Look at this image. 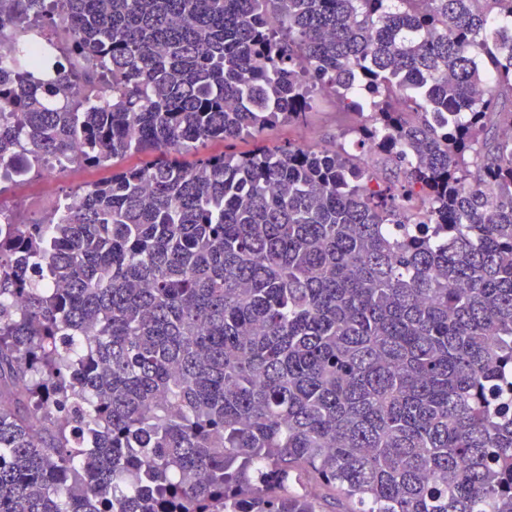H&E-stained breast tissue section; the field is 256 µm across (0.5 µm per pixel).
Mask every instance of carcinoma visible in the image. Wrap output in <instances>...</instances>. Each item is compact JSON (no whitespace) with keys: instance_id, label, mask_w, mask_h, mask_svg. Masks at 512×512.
<instances>
[{"instance_id":"obj_1","label":"carcinoma","mask_w":512,"mask_h":512,"mask_svg":"<svg viewBox=\"0 0 512 512\" xmlns=\"http://www.w3.org/2000/svg\"><path fill=\"white\" fill-rule=\"evenodd\" d=\"M1 52L0 162L111 175L0 201V512H512V0H0ZM320 93L362 153L265 143ZM68 164L65 158L56 159L48 163L42 170L45 180L53 182L64 172V165ZM110 175L108 170L98 168H72L51 185L44 183L40 174L31 173L28 181L23 185L13 184L6 194L12 204H16L20 217L30 222L42 218L47 210L45 203L48 200H57L53 209L59 208L58 200L63 198L65 191L70 187L85 185L100 181Z\"/></svg>"}]
</instances>
